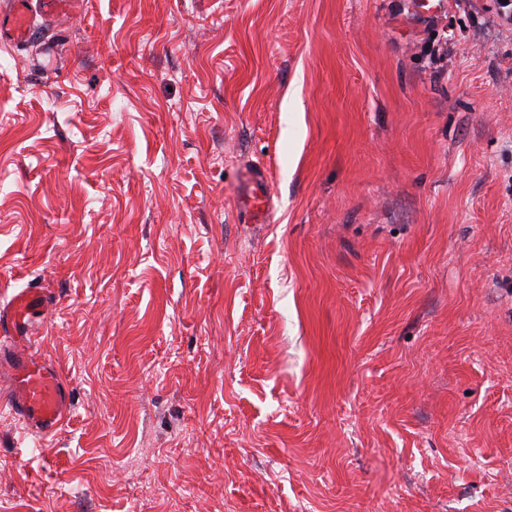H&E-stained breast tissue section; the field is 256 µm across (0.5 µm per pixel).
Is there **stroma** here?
<instances>
[{
  "mask_svg": "<svg viewBox=\"0 0 512 512\" xmlns=\"http://www.w3.org/2000/svg\"><path fill=\"white\" fill-rule=\"evenodd\" d=\"M43 28L0 45V307L50 293L72 407L0 397V512H512V6ZM250 179L255 189L251 197L249 209L258 221L269 208V193L267 189V176L264 168L255 165L250 170Z\"/></svg>",
  "mask_w": 512,
  "mask_h": 512,
  "instance_id": "obj_1",
  "label": "stroma"
}]
</instances>
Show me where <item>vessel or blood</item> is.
<instances>
[{
  "label": "vessel or blood",
  "mask_w": 512,
  "mask_h": 512,
  "mask_svg": "<svg viewBox=\"0 0 512 512\" xmlns=\"http://www.w3.org/2000/svg\"><path fill=\"white\" fill-rule=\"evenodd\" d=\"M67 0H8L0 10V41L19 47L27 43L35 12L51 13ZM250 179L255 189L249 209L262 218L269 208L267 176L264 168L253 166ZM47 305L39 293L22 290L6 309H0V357L8 356L10 376L8 401L15 415L28 427L47 435L59 427L70 412L67 383L58 370L40 358L28 322Z\"/></svg>",
  "instance_id": "1"
}]
</instances>
